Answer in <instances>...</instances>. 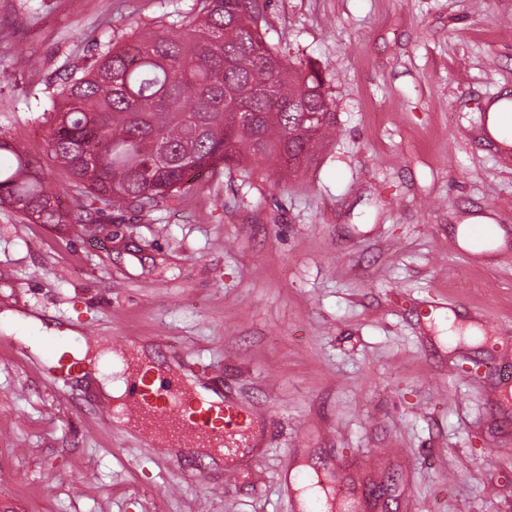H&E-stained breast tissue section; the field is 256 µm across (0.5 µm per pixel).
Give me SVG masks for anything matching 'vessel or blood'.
Segmentation results:
<instances>
[{
  "label": "vessel or blood",
  "instance_id": "vessel-or-blood-1",
  "mask_svg": "<svg viewBox=\"0 0 512 512\" xmlns=\"http://www.w3.org/2000/svg\"><path fill=\"white\" fill-rule=\"evenodd\" d=\"M128 413L152 440L155 456L174 459L178 448H209L233 462L239 439L247 435L246 415L234 402H210L183 390L132 388Z\"/></svg>",
  "mask_w": 512,
  "mask_h": 512
}]
</instances>
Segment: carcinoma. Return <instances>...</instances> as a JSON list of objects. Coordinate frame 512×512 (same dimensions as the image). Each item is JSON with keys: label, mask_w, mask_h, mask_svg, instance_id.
<instances>
[{"label": "carcinoma", "mask_w": 512, "mask_h": 512, "mask_svg": "<svg viewBox=\"0 0 512 512\" xmlns=\"http://www.w3.org/2000/svg\"><path fill=\"white\" fill-rule=\"evenodd\" d=\"M257 0H203L197 20L134 31L55 96L46 153L82 196L150 210L220 165L263 158L296 173L334 131L314 66L295 67L260 31ZM0 205L64 224L38 158L0 136Z\"/></svg>", "instance_id": "obj_1"}]
</instances>
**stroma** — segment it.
<instances>
[{"label":"stroma","instance_id":"stroma-1","mask_svg":"<svg viewBox=\"0 0 512 512\" xmlns=\"http://www.w3.org/2000/svg\"><path fill=\"white\" fill-rule=\"evenodd\" d=\"M199 0H0V133L41 161L65 224L0 205V315L123 340L265 419L235 477L157 462L89 378L49 375L28 327L0 329V512H512V146L482 136L512 90V0H269L266 41L314 64L336 133L285 174L203 172L160 207L77 210L44 152L66 76ZM496 225L492 247L458 230ZM460 336L449 337V327ZM478 329L479 342L463 334Z\"/></svg>","mask_w":512,"mask_h":512}]
</instances>
